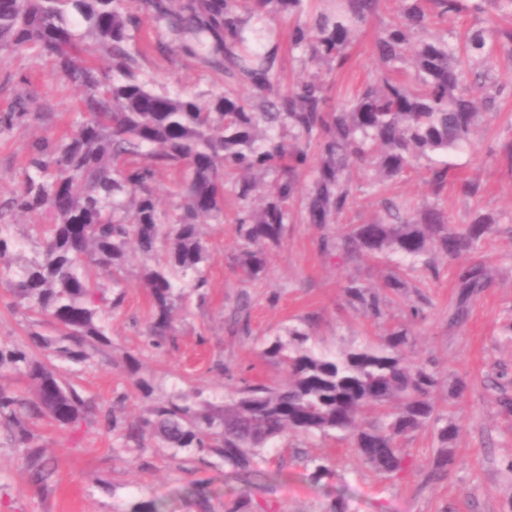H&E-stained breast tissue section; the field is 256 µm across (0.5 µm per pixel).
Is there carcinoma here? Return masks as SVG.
<instances>
[{
	"instance_id": "obj_1",
	"label": "carcinoma",
	"mask_w": 512,
	"mask_h": 512,
	"mask_svg": "<svg viewBox=\"0 0 512 512\" xmlns=\"http://www.w3.org/2000/svg\"><path fill=\"white\" fill-rule=\"evenodd\" d=\"M0 0V51L36 49L79 95L78 117L58 138L39 137L27 152L21 187L0 199L10 212L44 216L45 241L15 268L21 241L0 224V270L13 272L15 303L50 322L56 333H30L34 347L81 362L111 345L100 324L104 306L124 302L131 249L148 260L138 276L148 290L152 315L146 336L162 345L174 330L175 301H206L209 252L202 226L224 220L233 198L237 250L233 264L250 280L267 275L269 249L288 225L335 224L354 204L351 172L367 166L370 186L426 170L434 201L416 207L385 198L382 215L349 224L323 249L347 260L392 266L384 286L396 294L410 282L403 271L438 274V258L478 252L500 220L480 209L468 224H451L440 199L448 185V153L472 145L478 129L502 101L512 80L497 74L498 55L512 51V28L472 27L457 35L448 20L461 15L489 21L512 18V0H394L396 18L379 32V73L348 99L332 103L328 76L347 68L350 49L385 0ZM277 15L288 21L289 49L317 73L282 88L278 48L260 31L246 34L245 15ZM153 19L178 51L224 74L204 93L158 89L141 77L142 51L134 44L142 17ZM32 102L20 97L0 114V132L27 117ZM310 183L301 193L298 178ZM174 177L180 202L160 207L157 178ZM118 289L107 297L99 280ZM486 285L479 265L461 268V302ZM348 305L373 321L384 317L379 295L346 279ZM287 339L264 354L284 365L288 381L270 386L243 379L222 401L189 402L179 394L160 399L149 417L120 425L125 444L192 449L216 456L235 471L265 460L279 440L337 437L371 468L391 477L408 473L405 440L430 429L438 447L435 469L457 464L453 443L462 426L443 413L437 398L443 379L431 360L414 361L409 326L385 329L379 344L321 352L310 329L290 326ZM27 380L32 398L0 386V427L25 449L36 482L49 477L31 446L36 417L73 429L89 401L62 382L32 353L0 349V373ZM374 413L364 425L362 416Z\"/></svg>"
}]
</instances>
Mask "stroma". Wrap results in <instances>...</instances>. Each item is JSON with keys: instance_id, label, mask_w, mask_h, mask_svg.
Here are the masks:
<instances>
[{"instance_id": "stroma-1", "label": "stroma", "mask_w": 512, "mask_h": 512, "mask_svg": "<svg viewBox=\"0 0 512 512\" xmlns=\"http://www.w3.org/2000/svg\"><path fill=\"white\" fill-rule=\"evenodd\" d=\"M394 16L389 6L370 21L351 50V70L334 79V97L351 92L376 69L374 38ZM141 72L170 90L200 92L218 80L217 74L178 55L152 49L144 55ZM22 95L34 97L40 115L0 132L1 196L19 188L31 142L61 135L78 103L51 60L32 50L1 51L0 113L10 111ZM509 140L512 99L480 128L471 148L448 158L442 205L452 222L466 223L477 207L500 219L496 232L472 257L486 267L490 281L468 300L464 320L455 325L448 316L458 299L460 259H439L438 275H423L419 291L388 302L384 319L377 323L345 303L340 283L351 275L380 286L386 266L347 263L320 249L321 237L336 236L342 224L289 225L281 244L270 252L266 279L250 281L228 262L237 247L233 225L212 223L204 227L211 255L207 300L177 307L172 338L155 348L143 335L150 306L146 289L137 282L142 258L130 254L125 301L120 308L102 311L111 347L84 363H53L62 380L78 389L93 410L76 431L48 420L32 425L34 444L52 470L45 486L36 484L23 449L0 428V512H131L135 504L154 498L166 500L167 512H196L190 498L195 489L209 496L213 512H224L225 500L242 493L249 500V512H327L338 500L345 502L346 512H507L512 507V470L507 467L512 460V414L501 413L497 399L503 392L512 395V345L504 340L512 325V162L500 153ZM466 179L484 184L480 198L461 193ZM8 278V272L0 270V348H23L30 317L15 306ZM243 302L249 308L244 331L233 322ZM416 303L423 316L414 321L410 307ZM305 322L318 347L328 352L380 341L386 327L410 323L416 335L415 357L435 359L443 376L459 375L467 382L461 399L440 400L463 425L454 445L458 466L447 475L433 474L436 442L426 429L405 440L412 467L400 478L368 467L347 443L318 438L270 449L260 474L244 481L222 462L200 463L191 450L125 447L97 415L98 409L111 408L121 421L133 423L147 417L161 395L221 396L243 378L282 384L286 368L263 350L284 336L288 326ZM129 356L139 363L133 376L123 367ZM219 361L228 375L214 371ZM138 378L153 386L152 396L135 387ZM316 458L333 470V477L311 479Z\"/></svg>"}]
</instances>
